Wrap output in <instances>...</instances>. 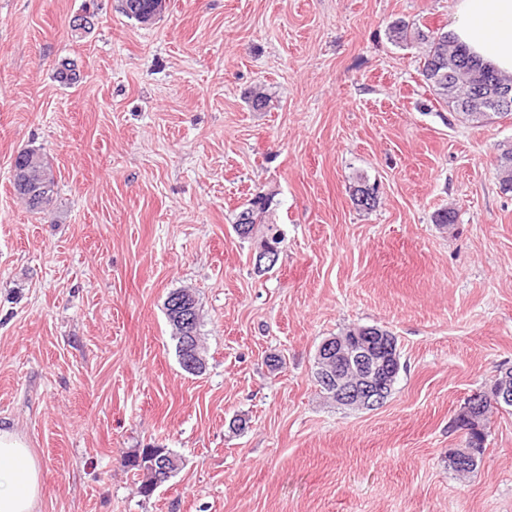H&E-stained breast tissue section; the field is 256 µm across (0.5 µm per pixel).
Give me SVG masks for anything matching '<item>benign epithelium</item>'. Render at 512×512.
<instances>
[{
  "label": "benign epithelium",
  "instance_id": "obj_1",
  "mask_svg": "<svg viewBox=\"0 0 512 512\" xmlns=\"http://www.w3.org/2000/svg\"><path fill=\"white\" fill-rule=\"evenodd\" d=\"M255 252V265L267 268L275 263L276 246L262 243ZM170 307L175 309L176 321L183 331H189L193 309L179 299L172 300ZM392 345V336L376 327H364L355 334L345 332L328 337L317 349L316 376L335 389L337 404L362 409L378 408L392 392L399 371L398 360L390 354ZM511 404L512 368H507L499 371L495 386L487 393L467 397L456 418L483 431L482 419L490 408L501 409ZM448 459L466 470L482 463V455L465 446L449 449Z\"/></svg>",
  "mask_w": 512,
  "mask_h": 512
}]
</instances>
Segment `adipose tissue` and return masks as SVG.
Segmentation results:
<instances>
[{
  "label": "adipose tissue",
  "mask_w": 512,
  "mask_h": 512,
  "mask_svg": "<svg viewBox=\"0 0 512 512\" xmlns=\"http://www.w3.org/2000/svg\"><path fill=\"white\" fill-rule=\"evenodd\" d=\"M451 35L512 75V0H456ZM41 484L39 458L13 427L0 424V512H35Z\"/></svg>",
  "instance_id": "1"
}]
</instances>
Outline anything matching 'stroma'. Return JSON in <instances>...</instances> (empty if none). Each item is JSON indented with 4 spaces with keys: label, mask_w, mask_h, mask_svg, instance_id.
<instances>
[{
    "label": "stroma",
    "mask_w": 512,
    "mask_h": 512,
    "mask_svg": "<svg viewBox=\"0 0 512 512\" xmlns=\"http://www.w3.org/2000/svg\"><path fill=\"white\" fill-rule=\"evenodd\" d=\"M453 5L169 0L145 27L120 0H0V422L44 465L38 512H512V410L474 472L448 467L465 399L512 368V117L459 121L422 45L388 34L445 31ZM23 149L53 165L49 218L14 193ZM360 176L373 210L351 201ZM258 191L284 237L263 274L233 228ZM178 288L202 314L199 376L164 308ZM354 324L398 339L375 410L314 377ZM147 446L183 461L148 497L124 465ZM183 295V296H189V298L191 299V302L193 303L194 305V309H195V312H196V322H195V325H194V336H195V339L193 341V350L195 352L196 355H200L204 358L202 352H201V345H200V327H201V313H200V307L198 305V300L196 299V296L189 292V291H186V290H174L172 292L169 293L166 301H165V310H166V315H167V318H168V321H169V324L172 328V338L173 340L176 341V352H177V355H178V359L180 357V344L182 343V339H181V331L176 327L174 321H173V318L170 316L169 312L167 311L168 309V303L169 301L171 300V298L175 295ZM204 361L205 358H204ZM179 364L181 366V368L188 374H191V375H199L201 373H203L205 370H206V367H207V363L204 365V370L202 369H198V372L196 371H191L189 370L185 365H183V363L180 361L179 359Z\"/></svg>",
    "instance_id": "1"
}]
</instances>
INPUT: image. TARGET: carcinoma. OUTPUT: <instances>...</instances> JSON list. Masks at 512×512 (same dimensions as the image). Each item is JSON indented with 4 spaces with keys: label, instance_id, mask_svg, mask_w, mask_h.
Masks as SVG:
<instances>
[{
    "label": "carcinoma",
    "instance_id": "carcinoma-1",
    "mask_svg": "<svg viewBox=\"0 0 512 512\" xmlns=\"http://www.w3.org/2000/svg\"><path fill=\"white\" fill-rule=\"evenodd\" d=\"M157 0H121V10L125 16L142 24H150L161 18L163 11L156 9ZM389 38L396 44L408 43L412 40L426 44L423 56L421 75L436 99L445 103L464 122L472 124H485L498 117L512 114L509 110L493 108L487 105L485 96L475 92V89L489 90L499 84H511L512 77L500 75L495 70L483 66L473 60L466 49L455 43L446 32L432 35L423 30L412 27L403 20L394 22L389 28ZM498 172L501 186L505 191H512V145L500 149L497 158ZM14 166L27 167L33 172L32 179L36 185L27 189L14 187L15 193L25 201L28 209L37 214L49 213L54 196L57 194V180L50 164L37 152L28 153L24 150L18 152L14 159ZM352 201L357 209L371 211L378 204L376 187L364 180H359L354 187ZM272 203V194L258 193L252 197L236 218V226L248 224L260 232V228L269 226L268 215ZM187 296L191 299L196 312L194 325L193 350L201 354L200 327L201 313L196 296L186 290H174L169 296ZM170 450L163 448H141L124 461L126 467L143 471L142 462L152 455ZM177 472L170 470V474L158 478L150 471H144L146 480L140 486L141 493L149 497L158 488V483H166Z\"/></svg>",
    "mask_w": 512,
    "mask_h": 512
}]
</instances>
